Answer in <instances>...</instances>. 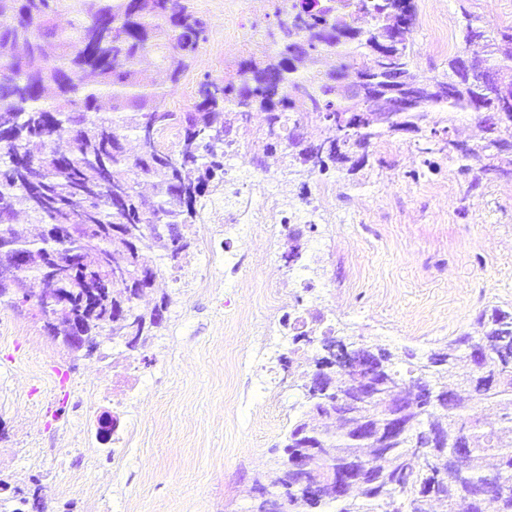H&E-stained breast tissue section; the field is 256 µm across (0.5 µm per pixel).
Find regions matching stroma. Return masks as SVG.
Masks as SVG:
<instances>
[{
    "label": "stroma",
    "instance_id": "1",
    "mask_svg": "<svg viewBox=\"0 0 512 512\" xmlns=\"http://www.w3.org/2000/svg\"><path fill=\"white\" fill-rule=\"evenodd\" d=\"M209 27V40L166 106H191L198 80H222L226 69L268 43L276 29L269 0H191ZM417 55L422 76H442L450 52L463 51V11L492 25H512V0H416ZM447 29L448 48L433 42ZM263 113L235 137L243 198L267 191L302 206L324 188L335 189L319 224L302 225L299 264L287 265V237L254 234L224 243L223 266L204 284L177 279L174 264L159 260L157 289L140 302L151 308L160 294L170 304L164 327L147 346L120 352L111 337L90 357L68 353L43 328L30 305L0 302V478L37 483L44 512H91L81 490L106 464L95 439L101 413L94 391L112 379L115 353L138 375L124 408L138 420L132 448L112 473L111 512H249L252 487L263 478L289 427L307 412L301 389L318 345L294 348L272 327L296 307L335 321L339 335L376 344L396 355L407 372L461 332L477 334V314L498 306L512 311V181L486 179L468 190L457 165L441 159L437 172L413 173L421 156L407 135L385 137L370 161L349 179L343 173L288 174L266 155L257 131ZM250 264L232 270L239 254ZM317 289L297 288L300 265ZM280 290L278 308L265 307L259 284ZM291 366H284V358ZM37 448H69L91 466L72 476Z\"/></svg>",
    "mask_w": 512,
    "mask_h": 512
}]
</instances>
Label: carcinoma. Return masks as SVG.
<instances>
[{
  "label": "carcinoma",
  "mask_w": 512,
  "mask_h": 512,
  "mask_svg": "<svg viewBox=\"0 0 512 512\" xmlns=\"http://www.w3.org/2000/svg\"><path fill=\"white\" fill-rule=\"evenodd\" d=\"M68 27L55 17L60 0H0V268L25 255L21 273L38 281L47 256L77 246L83 263L59 276L68 290L67 308L54 320L63 325L72 314L84 318L86 330L108 332L130 351L144 346L162 327L156 317L168 310L163 295L151 312L120 316L114 305L136 306L147 284L131 277L114 284L108 266L131 273L159 270L156 260L179 262L189 257L187 231L199 217L201 198L224 183V146L235 143L233 131L255 111L266 113L259 129L262 141L280 145L288 169L323 173L334 167L355 175L369 162L375 141L395 135L415 137L423 157L421 174L437 171L435 156L458 164L467 177L473 164L498 178L512 179V153L493 150L496 139L512 140V27L481 24L465 10L460 37L466 45L483 42L484 75L504 83L469 80L461 54L448 57V72L429 78L433 88L412 100L381 125L374 113L386 111L380 94L370 90L360 111L336 84V72L323 78L307 75L324 54L352 45L343 68L371 87L388 80L418 79L413 33L415 0H271L278 18L269 33L273 49L241 60L220 83L204 78L194 102L184 112L166 109V94L139 68L153 53L160 58L168 82L177 85L208 42V28L188 0H74ZM98 112L97 120L86 119ZM469 115L485 133L483 143L466 144L455 135L460 114ZM319 125L313 141L302 129ZM177 129L175 149L159 141L162 129ZM55 129L69 149L47 164L39 185L26 177L32 159L57 152L42 134ZM152 181L156 201L139 194L141 180ZM24 214L31 224H77L76 238L29 235L15 223ZM299 230L288 233L287 262L301 258ZM481 334L462 332L430 351L425 362L433 391L416 376L405 381L394 369L396 355L368 346L380 371L398 379L395 391L385 388L359 406L350 402V380L336 369L337 337L311 328L292 336V344H320L312 374L323 387L302 384L309 411L288 430L282 455L265 475L279 497H258L251 512H318L330 503L338 512H370L382 502L390 512H429L440 501L447 512H512V414L494 424L467 413L474 392L493 405H512V311L485 309L476 318ZM468 357L470 379H457V365ZM405 424L401 434L389 432L390 415ZM448 429V448L432 431ZM452 448L464 449L456 458ZM308 458L320 487L313 497L294 484L296 458ZM373 465V479L355 485L347 498L336 497L326 480L332 469ZM364 503L356 502V498Z\"/></svg>",
  "instance_id": "obj_1"
}]
</instances>
